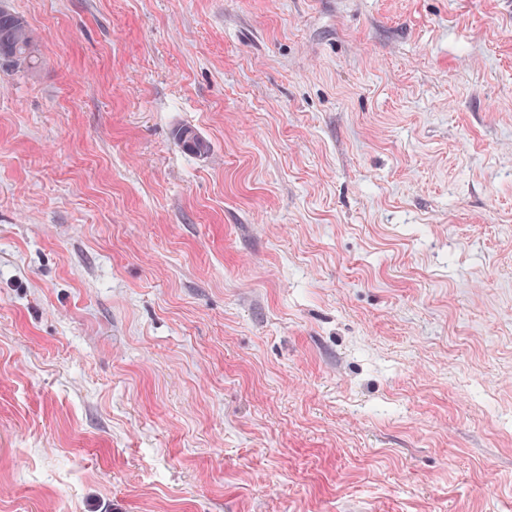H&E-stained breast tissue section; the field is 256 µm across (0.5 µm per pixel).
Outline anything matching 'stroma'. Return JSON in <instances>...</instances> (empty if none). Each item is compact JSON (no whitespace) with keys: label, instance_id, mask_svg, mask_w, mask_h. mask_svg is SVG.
I'll use <instances>...</instances> for the list:
<instances>
[{"label":"stroma","instance_id":"1","mask_svg":"<svg viewBox=\"0 0 512 512\" xmlns=\"http://www.w3.org/2000/svg\"><path fill=\"white\" fill-rule=\"evenodd\" d=\"M7 2L0 512H512V0ZM37 47L28 21L0 1V68L28 72L35 67ZM176 137L186 151L197 155L207 153L210 148L208 141L190 127L180 128Z\"/></svg>","mask_w":512,"mask_h":512}]
</instances>
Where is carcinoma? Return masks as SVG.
<instances>
[{"label":"carcinoma","mask_w":512,"mask_h":512,"mask_svg":"<svg viewBox=\"0 0 512 512\" xmlns=\"http://www.w3.org/2000/svg\"><path fill=\"white\" fill-rule=\"evenodd\" d=\"M37 47L28 21L0 0V68L13 72H28L35 67ZM181 146L194 154H205L209 143L194 129L181 128L176 132Z\"/></svg>","instance_id":"1"}]
</instances>
